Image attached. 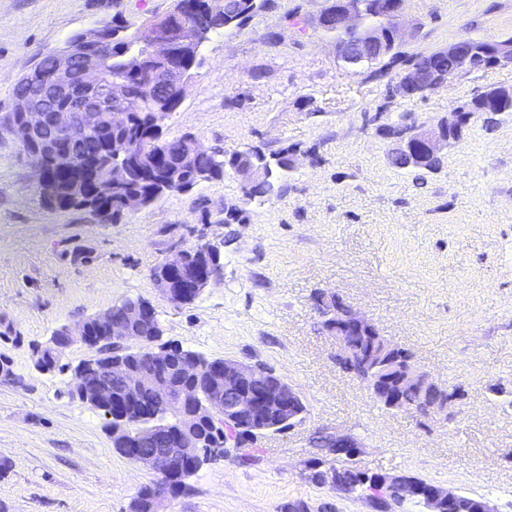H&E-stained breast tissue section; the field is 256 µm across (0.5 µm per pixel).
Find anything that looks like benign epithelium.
<instances>
[{
  "label": "benign epithelium",
  "instance_id": "7a95c632",
  "mask_svg": "<svg viewBox=\"0 0 512 512\" xmlns=\"http://www.w3.org/2000/svg\"><path fill=\"white\" fill-rule=\"evenodd\" d=\"M373 12L378 21L368 23L365 20L368 10L363 0H337L335 13H321L315 22L325 30L335 26L355 34L357 40L351 44L336 42V54L344 63L357 65L372 52L394 49L402 39L400 0H379ZM163 20L162 16L151 18L140 26V34L149 42L154 58L160 65L152 74V81L173 88L175 98L180 99L189 78L188 70L170 58L169 44L160 32ZM177 34L182 53L188 57L203 42L202 29L197 27L183 26ZM105 36L106 29L99 27L84 35L82 41L71 42L64 49L54 52V71L51 77L44 78L37 72L30 73L28 83L32 92L15 100L16 118L10 123L11 131L23 147L29 144L37 146L41 151L50 150L57 156L61 172L73 163L71 156L81 140L98 130L105 120L110 118L112 123L120 125L128 119V96L124 81L110 76L101 53L90 49V44L104 42ZM483 52L491 53L493 61L499 66H512L510 42L484 41L478 45L460 41L437 51L439 55L458 57L460 66L456 71L446 74L432 68L407 69L401 74L395 89L402 97L424 96L449 80L470 73L471 59ZM471 115L470 109H456L442 118L438 125L425 127L411 124L396 132L399 142L395 151L412 159L420 155L437 158L445 146L462 137ZM34 167L37 172V193L46 198L53 197L55 187L50 174L38 163ZM237 175L241 178L243 197H254L263 178L262 171L247 165L237 170ZM201 246L209 251L216 267L207 265L195 270L187 269L188 251L184 250L174 259L163 262L160 269L152 273L154 284L168 299L188 302L220 280L223 271L220 247L208 241L201 243ZM318 310L323 317L333 318L329 326L324 328V332L332 338L333 361L339 367L356 362L360 354L347 345L342 329L348 325L371 329L373 324L364 315L348 307L336 294L321 297ZM94 320L102 335H88L85 324L81 323L74 328L63 327L61 335L55 337L53 343L60 349L80 341L92 352L91 356L74 368L77 379L75 392L82 402L91 400L97 404L114 435H121L128 430L126 407L112 398L114 380L120 382L123 390L131 395L137 394L144 386L149 387L152 399L141 407L140 415L156 421L148 433L149 441L163 446L166 457L172 459L185 454L199 457L192 431L203 419L222 418L224 425L247 428L260 437L264 423L272 417L287 420L290 429L305 418L304 400L299 392L291 385L280 382V377L261 365H244L234 360H224V373L237 381L238 388L242 389L240 393L236 392L238 388L209 377L208 366L198 362L186 370V377L191 379V383L173 385L167 373L171 349L158 343V336L132 335V325L150 328L156 321L155 308L144 298L126 310L121 322L113 321L108 310L95 315ZM105 342L116 347L112 351V358L107 360L100 353L101 344ZM393 346L389 338L383 337L370 351L372 358L382 362L385 373L423 392L442 389V385L416 361L400 365L399 360L390 355ZM125 348L150 351L156 371L149 379H142L126 367L120 357V352ZM90 371L97 372V379L89 385L85 382V376ZM260 377L267 379L273 386V398L267 406L244 392L252 380ZM454 401L455 396L450 393L441 402L426 398L414 413L417 416L446 419ZM163 410L177 412V427L173 428L160 420ZM459 498V493L436 485L426 493L432 512H440V505Z\"/></svg>",
  "mask_w": 512,
  "mask_h": 512
}]
</instances>
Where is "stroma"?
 Returning <instances> with one entry per match:
<instances>
[{
  "mask_svg": "<svg viewBox=\"0 0 512 512\" xmlns=\"http://www.w3.org/2000/svg\"><path fill=\"white\" fill-rule=\"evenodd\" d=\"M173 0H0V119L14 86L71 37L121 18L138 27ZM326 0H271L212 34L166 122L206 151L292 149L277 198L245 202L240 179L205 181L100 223L44 206L35 171L0 123V512H129L154 474L112 447L102 413L75 394L81 343L61 373L37 371L33 344L128 297L157 309L163 338L209 358L273 369L307 414L204 464L161 512H331L375 505L308 479L321 434L359 444L352 463L415 476L512 512V112L474 113L433 172L395 167L387 129L433 125L512 66L473 72L424 97L389 96L402 65L348 68L314 23ZM403 57L464 40L512 38V0H404ZM245 212L225 223L224 210ZM222 245L223 278L190 304L169 302L151 271L200 241ZM340 295L438 383L462 395L445 422L385 409L331 359L314 295Z\"/></svg>",
  "mask_w": 512,
  "mask_h": 512,
  "instance_id": "1",
  "label": "stroma"
}]
</instances>
